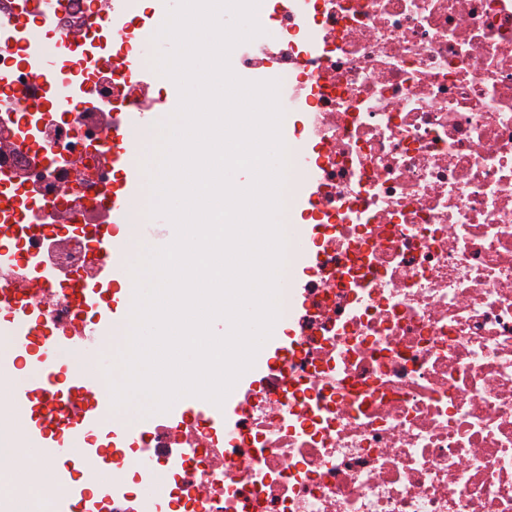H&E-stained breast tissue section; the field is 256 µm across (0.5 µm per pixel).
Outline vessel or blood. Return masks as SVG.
Instances as JSON below:
<instances>
[{
	"instance_id": "1",
	"label": "vessel or blood",
	"mask_w": 512,
	"mask_h": 512,
	"mask_svg": "<svg viewBox=\"0 0 512 512\" xmlns=\"http://www.w3.org/2000/svg\"><path fill=\"white\" fill-rule=\"evenodd\" d=\"M30 83L38 104L58 92L44 69L34 71ZM159 119L154 112H123L107 126L115 143L106 160L111 176L97 192L107 203L110 221L90 228L98 247L93 274L70 280L60 293L56 274L10 249L18 236L39 238L61 229L60 217L34 224L27 206L15 202L8 223L0 225V339L7 342L0 349V379L12 383L9 393L0 394V404L25 418L16 435L9 422L0 420V475L26 467L49 512H112L113 503L124 496L123 487L100 480L101 472L112 467L135 471L143 479L148 492L141 512H156L170 495L168 481L155 466L120 450L127 434L145 438L152 433L153 416L116 413L111 392L97 373L74 370L65 358L67 351L80 348L90 364L99 365L101 356L111 355L113 340L129 332L130 232L143 223L140 200L148 175L143 167L129 164L121 144L131 130ZM61 297L73 312L65 325L47 318ZM191 411L217 424L224 419L223 408L197 397L174 403L165 417L179 422ZM12 442L40 449V462L9 451Z\"/></svg>"
}]
</instances>
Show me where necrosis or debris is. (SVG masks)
<instances>
[{"mask_svg": "<svg viewBox=\"0 0 512 512\" xmlns=\"http://www.w3.org/2000/svg\"><path fill=\"white\" fill-rule=\"evenodd\" d=\"M137 0H0V117L13 145L0 176L30 221L55 211L66 239H17L53 270L87 271L95 184L70 192L72 159L114 147L100 113L149 112L125 66L159 27ZM262 29L232 51L240 73L279 81L300 114L298 182L324 184L305 211L317 261L288 289L284 355L224 413L129 449L181 457L161 512H512V0H260ZM109 63L62 60L89 96L35 109L28 80L45 38H98Z\"/></svg>", "mask_w": 512, "mask_h": 512, "instance_id": "1", "label": "necrosis or debris"}]
</instances>
